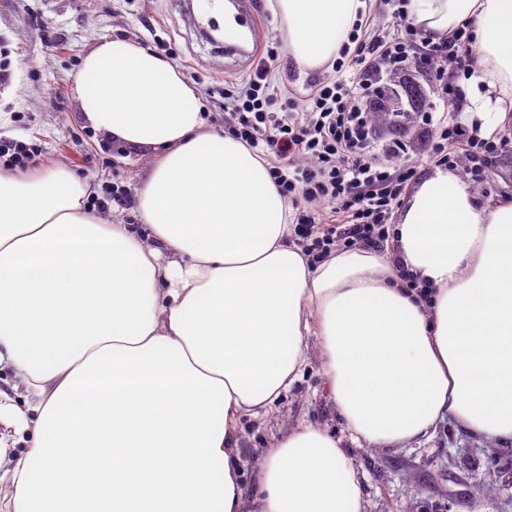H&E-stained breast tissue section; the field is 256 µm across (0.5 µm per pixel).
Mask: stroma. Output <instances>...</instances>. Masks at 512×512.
I'll list each match as a JSON object with an SVG mask.
<instances>
[{"instance_id":"35a3bbf8","label":"stroma","mask_w":512,"mask_h":512,"mask_svg":"<svg viewBox=\"0 0 512 512\" xmlns=\"http://www.w3.org/2000/svg\"><path fill=\"white\" fill-rule=\"evenodd\" d=\"M259 45L278 50L271 84L301 90L316 79L284 51L280 21L268 0H252ZM209 26L187 0H0V140L36 145L38 167L62 162L94 187L88 205L110 223L135 224L136 207L115 210L105 201L113 186L128 198L153 161L148 150L129 149L92 128L80 112L74 79L84 55L105 39L127 38L174 62L198 90L211 125L224 128V85L244 82L255 60L225 52L206 39ZM375 139L399 136L418 174L434 167L429 143L440 126L421 116L401 125L389 112L375 116ZM478 202L496 204L512 195V150L491 154L479 175H465ZM305 422L343 435L344 424L324 385L318 352H311L302 378L261 419L242 420L238 465L246 496L257 491L262 457L273 437ZM362 478L365 512H512V443L472 437L444 419L419 441L399 449L349 445ZM497 493H484L487 484Z\"/></svg>"}]
</instances>
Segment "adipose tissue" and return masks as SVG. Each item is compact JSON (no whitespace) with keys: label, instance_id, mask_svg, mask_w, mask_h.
<instances>
[{"label":"adipose tissue","instance_id":"obj_1","mask_svg":"<svg viewBox=\"0 0 512 512\" xmlns=\"http://www.w3.org/2000/svg\"><path fill=\"white\" fill-rule=\"evenodd\" d=\"M288 55L330 65L367 0H270ZM437 41L469 23L468 118L512 114V0H409ZM78 108L156 150L136 190L144 233L91 213L88 180L0 166V469L13 512H365L342 441L300 423L246 497L243 418L271 411L318 343L349 438L404 445L449 417L512 441V199L479 206L457 172L418 181L384 250L308 262L264 161L209 128L179 67L132 40L83 57ZM414 288H407V281ZM28 433L15 450L10 433Z\"/></svg>","mask_w":512,"mask_h":512}]
</instances>
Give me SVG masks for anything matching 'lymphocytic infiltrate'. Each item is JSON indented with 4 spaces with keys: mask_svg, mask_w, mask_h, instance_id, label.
<instances>
[{
    "mask_svg": "<svg viewBox=\"0 0 512 512\" xmlns=\"http://www.w3.org/2000/svg\"><path fill=\"white\" fill-rule=\"evenodd\" d=\"M392 28L373 20L355 25L333 63L332 77L311 82L304 95L291 88L271 90L267 49L249 80L224 93V128L257 149L268 171L292 206L295 236L309 262L325 258L339 246L380 249L389 238L388 221L411 180L415 165L392 170L403 145L370 144L369 92L380 63L398 70L415 58L428 61L441 79L444 108L457 122L443 129L432 146L439 164L453 155L472 158L495 153L496 143L479 140L463 114L467 101L453 81L445 80L448 65L466 68L472 39L459 27L443 41L425 40L408 19L405 8L391 14Z\"/></svg>",
    "mask_w": 512,
    "mask_h": 512,
    "instance_id": "1",
    "label": "lymphocytic infiltrate"
}]
</instances>
